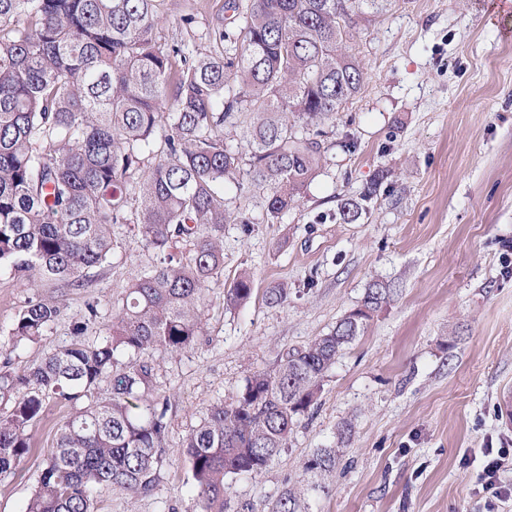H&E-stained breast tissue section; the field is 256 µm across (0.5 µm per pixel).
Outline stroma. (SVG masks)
Wrapping results in <instances>:
<instances>
[{
	"label": "stroma",
	"mask_w": 512,
	"mask_h": 512,
	"mask_svg": "<svg viewBox=\"0 0 512 512\" xmlns=\"http://www.w3.org/2000/svg\"><path fill=\"white\" fill-rule=\"evenodd\" d=\"M224 0H159L161 46L185 41L220 54L214 20ZM486 0H392L357 27L366 68L357 97L322 121L326 162L301 201L267 217L266 190H224L240 223L224 227V270L211 282L204 334L188 352L155 351L170 397L174 454L154 493L131 499L102 488L101 512H200L175 451L250 372L279 352L329 333L374 281L393 297L367 321L324 379L318 406L263 472L234 478L226 512H269L286 490L308 512H512L483 489L487 448L512 453V13ZM194 15L191 28L181 18ZM357 204L356 220L340 206ZM96 270L91 294L62 297L63 315L37 341L8 335L30 290L0 275V367L22 370L68 343L88 296L101 303L95 340L127 283L153 253L133 224ZM253 293L235 310L224 293L241 275ZM288 291L272 306L270 288ZM67 406L49 404L32 450L0 477V512H24L44 452ZM318 448L337 449L329 479L304 471Z\"/></svg>",
	"instance_id": "1"
}]
</instances>
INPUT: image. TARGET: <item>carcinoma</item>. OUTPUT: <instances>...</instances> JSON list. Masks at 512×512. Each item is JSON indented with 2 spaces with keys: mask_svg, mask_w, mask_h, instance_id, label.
Segmentation results:
<instances>
[{
  "mask_svg": "<svg viewBox=\"0 0 512 512\" xmlns=\"http://www.w3.org/2000/svg\"><path fill=\"white\" fill-rule=\"evenodd\" d=\"M157 2L0 0V273L31 293L10 340L34 342L62 316L42 289L91 287L120 247L113 225H138L154 254L102 339H85L99 318L92 300L67 345L18 373L0 371V401L12 402L0 413L1 477L29 454L47 405L71 407L25 512H99L101 487L139 498L159 486L170 403L152 353L180 355L202 333L208 284L224 266V188L242 189L248 165L251 184L269 190L273 221L302 197L327 152L318 122L363 86L358 20L391 0H224L213 28L220 55L183 41L158 46ZM244 111L253 113L246 159L224 144V126ZM252 291L242 276L224 307ZM390 296V285L373 282L364 311L284 350L192 429L179 455L202 512H226L227 477L259 474L288 447L336 358ZM335 465L336 449L319 448L304 470L324 476ZM271 512H304L301 498L287 491Z\"/></svg>",
  "mask_w": 512,
  "mask_h": 512,
  "instance_id": "1",
  "label": "carcinoma"
}]
</instances>
